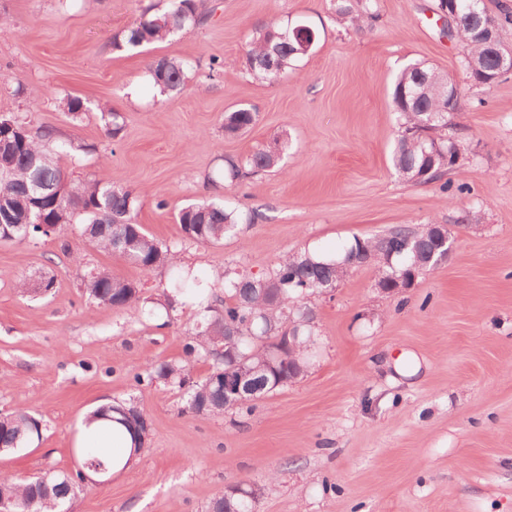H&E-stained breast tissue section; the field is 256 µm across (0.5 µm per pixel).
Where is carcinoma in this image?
<instances>
[{
	"mask_svg": "<svg viewBox=\"0 0 512 512\" xmlns=\"http://www.w3.org/2000/svg\"><path fill=\"white\" fill-rule=\"evenodd\" d=\"M340 23L350 22L357 27H371L379 19L376 0H347L336 11ZM209 19L199 11L197 0H167L165 7H145L131 27L123 31L122 39L114 40L117 49L139 48L162 42L176 33L195 28ZM295 26L272 23L259 32L248 44L246 64L259 81H275L302 55L293 52L296 45ZM450 37L461 48L462 67L471 77L491 72L490 48L475 37L468 12L463 10L454 20ZM149 81L162 95L183 90L194 65L185 59L159 58L148 66ZM448 74L437 71L423 62L400 71L394 83L392 105L398 114V135L391 155L396 173L414 184L440 183L448 189L444 176L455 162L448 161V145L465 152V144L452 137L438 135L451 125L453 114L441 111L446 102ZM63 107L74 122H80L87 107L76 97L63 99ZM258 122V112L242 107L224 115V134L244 133ZM56 141V130L44 128L33 137L24 122L11 115H0V241H26L43 237L48 231L37 224L42 218L46 224L64 227L79 222L84 235L93 247L113 255H122L117 242L125 238L131 242L126 261L151 271L171 265L176 254L162 248L144 228L134 222L138 202L123 188H116L105 177L85 180L77 184L68 181L61 158L84 148L73 141L64 142L55 153L47 145ZM279 150L259 149L243 161H227L224 173L232 179L248 174L267 172L281 163L288 150V132L282 131L275 139ZM239 216L220 201L191 203L178 211L177 221L186 240L197 243H218L238 224ZM415 231L400 228L382 238H354L333 258L307 252L283 258L266 277H255L244 271L227 269L220 279L202 284L186 271L173 279L174 293L192 291L202 297L201 314L195 325L194 343L186 346L212 359L208 375L188 391L187 408L198 416L224 412V363L249 357L248 365L259 368L256 386L259 394L269 393L288 385L289 378L299 376L301 358L290 356L288 347L281 346L280 358L267 363L259 349L265 342L282 335L285 326L293 325L298 345L308 350L314 344L315 316L309 314L308 297L336 287L349 273L345 262L352 256L368 251H379L373 264L379 284H388L402 278H412V271L438 265L432 250L413 251L408 238ZM87 298L96 304L113 308L139 305L151 315L155 308L141 298L140 289L112 272L102 269L83 279ZM223 289L224 295L215 293ZM234 327L238 338L233 344L224 342L225 331ZM189 369L184 365L162 362L149 371V380H167L183 386ZM123 408L126 413L114 423L130 429L127 415H132L141 426L149 424L144 409L127 403L101 406L93 416H109V412ZM39 421L25 410L0 414V445L22 448L40 436ZM0 496L13 500V512H62L69 502L70 486L61 480H51L41 487L28 477L17 479L0 476ZM258 490L248 496L219 497L212 502L210 512H255Z\"/></svg>",
	"mask_w": 512,
	"mask_h": 512,
	"instance_id": "obj_1",
	"label": "carcinoma"
}]
</instances>
